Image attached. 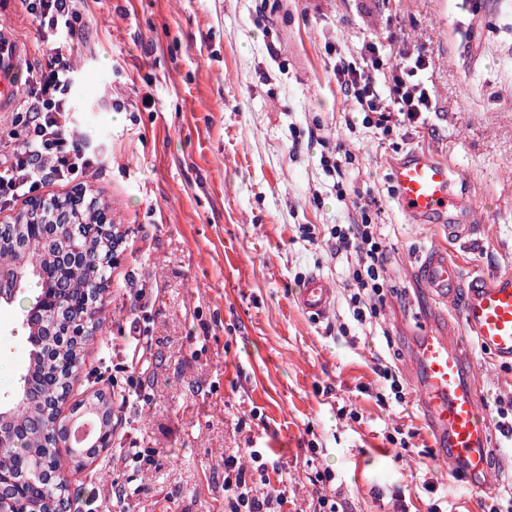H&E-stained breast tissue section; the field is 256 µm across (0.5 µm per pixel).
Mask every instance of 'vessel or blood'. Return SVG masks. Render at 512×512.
Instances as JSON below:
<instances>
[{
  "label": "vessel or blood",
  "mask_w": 512,
  "mask_h": 512,
  "mask_svg": "<svg viewBox=\"0 0 512 512\" xmlns=\"http://www.w3.org/2000/svg\"><path fill=\"white\" fill-rule=\"evenodd\" d=\"M26 50L8 26L0 25V112L16 104L21 87L11 73ZM394 201L413 224H443L449 239L472 241L480 231L474 206L455 194L447 163L411 150L390 171ZM416 277L436 301L459 306L460 330L427 324L414 338L412 362L417 400L448 466L452 484L485 490L497 484L488 464L487 421L480 408L467 350L461 336L474 337L482 350L512 367V272L465 279L447 249L433 248L418 260ZM333 290L321 276L309 275L296 296L299 307L316 320L327 317Z\"/></svg>",
  "instance_id": "vessel-or-blood-1"
}]
</instances>
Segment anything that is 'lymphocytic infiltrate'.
<instances>
[{
    "mask_svg": "<svg viewBox=\"0 0 512 512\" xmlns=\"http://www.w3.org/2000/svg\"><path fill=\"white\" fill-rule=\"evenodd\" d=\"M76 0H29L47 32L43 62L13 115V147H0V203L7 204L43 188L46 181L73 180L91 163L87 144L71 134L72 113L66 98L75 69L73 50L86 28ZM396 65H388L381 41L362 40L358 59L337 55L336 83L351 97L367 128L392 136L400 127H418L436 102L423 75L430 62L422 49L403 51ZM360 213L356 224H336L326 244L346 270L344 289L348 311L358 325L377 318L384 304V271L388 261L382 227L370 216L373 200L357 185L337 191ZM224 458V512H287L288 489L274 485L261 450Z\"/></svg>",
    "mask_w": 512,
    "mask_h": 512,
    "instance_id": "f902f5d3",
    "label": "lymphocytic infiltrate"
}]
</instances>
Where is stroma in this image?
Listing matches in <instances>:
<instances>
[{
    "instance_id": "obj_1",
    "label": "stroma",
    "mask_w": 512,
    "mask_h": 512,
    "mask_svg": "<svg viewBox=\"0 0 512 512\" xmlns=\"http://www.w3.org/2000/svg\"><path fill=\"white\" fill-rule=\"evenodd\" d=\"M68 100L74 133L99 149L77 187L109 207L126 245L108 281L102 328L68 397L112 395L124 331L139 319L150 342L135 376L145 397L120 414L112 445L66 472L72 512H221L224 457L268 448L287 479L291 512H482L512 497V468L494 493L459 492L433 456L417 403L385 406L376 357L411 386L410 338L420 318L457 324L414 276L421 255L448 248L465 278L512 272V0H88ZM27 48V81L44 33L27 0H0V22ZM424 47L436 110L419 132L385 138L336 84L334 48L361 38ZM355 130H348L346 120ZM322 143H310L311 131ZM350 150L376 199L389 249L381 333L350 324L344 268L325 234L352 224L321 155ZM452 168L453 188L481 227L467 247L439 224H409L389 182L409 150ZM335 291L322 320L298 310L304 280ZM141 305H133L136 291ZM27 309L0 305V402L14 393L29 345ZM489 422L512 400V369L468 348ZM411 432L408 448L389 443ZM141 451L142 460L132 458ZM333 481L319 485V473Z\"/></svg>"
}]
</instances>
